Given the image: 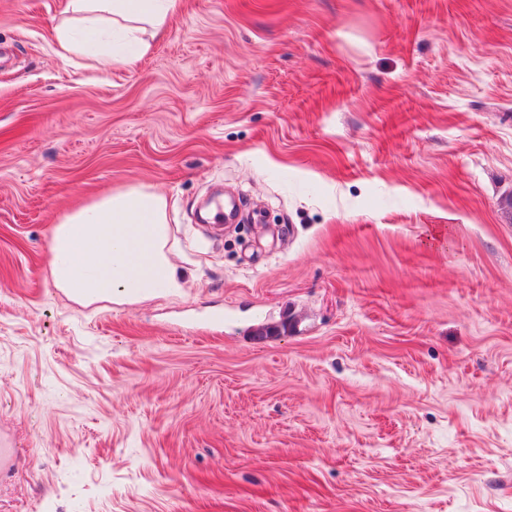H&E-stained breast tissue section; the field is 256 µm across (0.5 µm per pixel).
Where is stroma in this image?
<instances>
[{
  "mask_svg": "<svg viewBox=\"0 0 512 512\" xmlns=\"http://www.w3.org/2000/svg\"><path fill=\"white\" fill-rule=\"evenodd\" d=\"M65 4L0 0V512H512V0H178L107 74ZM129 185L184 288L83 307ZM168 201L128 186L63 213L48 242L55 288L83 306L177 294Z\"/></svg>",
  "mask_w": 512,
  "mask_h": 512,
  "instance_id": "stroma-1",
  "label": "stroma"
}]
</instances>
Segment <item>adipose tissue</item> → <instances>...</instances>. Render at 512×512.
<instances>
[{
    "instance_id": "ef3b65f1",
    "label": "adipose tissue",
    "mask_w": 512,
    "mask_h": 512,
    "mask_svg": "<svg viewBox=\"0 0 512 512\" xmlns=\"http://www.w3.org/2000/svg\"><path fill=\"white\" fill-rule=\"evenodd\" d=\"M177 0H66L54 30L58 54L88 56L99 71L134 66L152 48ZM168 201L128 186L63 213L48 242L55 288L83 306L131 304L177 294L181 273Z\"/></svg>"
}]
</instances>
